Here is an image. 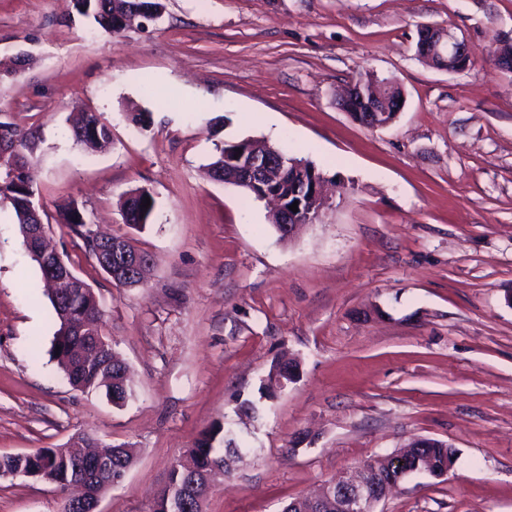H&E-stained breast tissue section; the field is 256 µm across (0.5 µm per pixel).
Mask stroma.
<instances>
[{
	"label": "stroma",
	"mask_w": 512,
	"mask_h": 512,
	"mask_svg": "<svg viewBox=\"0 0 512 512\" xmlns=\"http://www.w3.org/2000/svg\"><path fill=\"white\" fill-rule=\"evenodd\" d=\"M113 35L74 0H0V121L38 129L36 199L60 254L99 299L130 370L114 405L75 390L51 354L41 273L0 201V455L81 435L135 448L100 512H151L172 464L228 423L243 454L202 512H282L292 499L415 438L458 450L447 476L410 475L379 512H512V74L460 73L415 53L429 22L475 49L512 31V0H164ZM368 72L405 105L371 130L336 106ZM152 114L149 130L129 119ZM95 113L112 141L76 145ZM266 141L347 191L281 240L263 201L210 179L224 141ZM146 188L149 224L119 201ZM73 198L152 263L123 288L58 224ZM297 378L265 388L282 357ZM52 483L0 479V512H58Z\"/></svg>",
	"instance_id": "35a3bbf8"
}]
</instances>
